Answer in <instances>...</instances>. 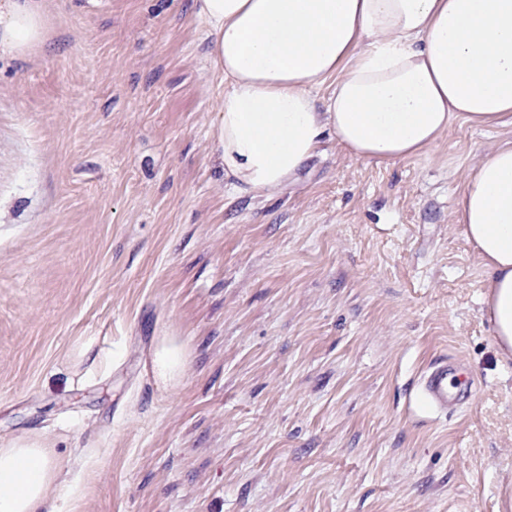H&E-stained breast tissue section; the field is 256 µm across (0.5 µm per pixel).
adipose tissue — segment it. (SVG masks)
<instances>
[{"instance_id":"ef3b65f1","label":"adipose tissue","mask_w":512,"mask_h":512,"mask_svg":"<svg viewBox=\"0 0 512 512\" xmlns=\"http://www.w3.org/2000/svg\"><path fill=\"white\" fill-rule=\"evenodd\" d=\"M211 39L217 139L235 190L297 176L325 131L356 156L405 159L458 118L512 122V0H192ZM49 0H0V59L43 47ZM335 87L324 107L314 90ZM459 221L489 271L493 334L512 346V144L469 175ZM63 463L46 438L0 443V512H46Z\"/></svg>"}]
</instances>
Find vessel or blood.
I'll return each mask as SVG.
<instances>
[{
  "instance_id": "vessel-or-blood-1",
  "label": "vessel or blood",
  "mask_w": 512,
  "mask_h": 512,
  "mask_svg": "<svg viewBox=\"0 0 512 512\" xmlns=\"http://www.w3.org/2000/svg\"><path fill=\"white\" fill-rule=\"evenodd\" d=\"M456 367V362L444 358L434 362L421 379L417 401L440 414L455 411L469 401L472 385L466 379H455Z\"/></svg>"
}]
</instances>
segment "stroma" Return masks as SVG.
<instances>
[{
  "instance_id": "obj_1",
  "label": "stroma",
  "mask_w": 512,
  "mask_h": 512,
  "mask_svg": "<svg viewBox=\"0 0 512 512\" xmlns=\"http://www.w3.org/2000/svg\"><path fill=\"white\" fill-rule=\"evenodd\" d=\"M191 4L51 0L47 47L0 60V441L53 442V512H512V353L459 222L512 124L385 162L329 131L233 191ZM81 336L112 350L84 385ZM167 336L174 385L145 367ZM444 356L478 390L438 415ZM456 367V361L445 358L434 362L421 379L416 400L440 414L455 411L458 406L469 401L472 385L463 377L453 382Z\"/></svg>"
}]
</instances>
